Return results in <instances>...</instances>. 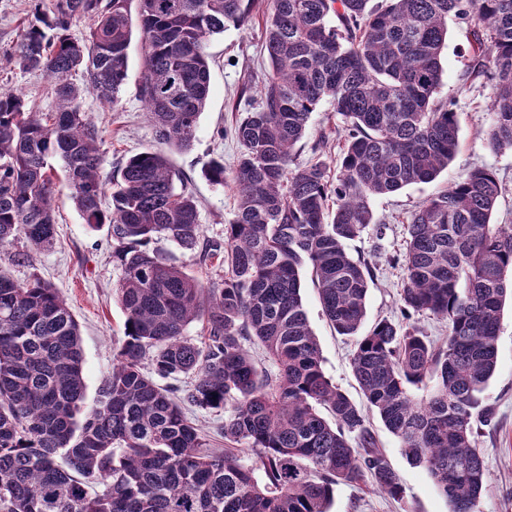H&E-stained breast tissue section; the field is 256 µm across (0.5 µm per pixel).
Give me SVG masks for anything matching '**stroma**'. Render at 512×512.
Listing matches in <instances>:
<instances>
[{"label": "stroma", "mask_w": 512, "mask_h": 512, "mask_svg": "<svg viewBox=\"0 0 512 512\" xmlns=\"http://www.w3.org/2000/svg\"><path fill=\"white\" fill-rule=\"evenodd\" d=\"M268 18L267 4L260 0L248 26L229 28L212 38L206 53L211 73V91L202 113L193 147L185 152L170 149L160 140L149 121L138 85L144 71L140 38L129 48L127 78L116 106L102 105L94 96H84L81 108L94 121L105 156L104 175L118 163L143 151L168 155L188 181L199 208L206 239L223 241L224 226L236 210V195L228 185H216L203 175L212 160L223 159L225 170H233L240 146L235 127L249 105L258 104L260 89L269 67L263 35ZM472 28L456 20L448 22V40L442 52L443 77L437 100L453 105L459 125V148L446 170L432 182L408 186L399 192L374 198V223L361 237L348 242L355 257L371 262L375 279L367 297L366 325L386 318L401 321L398 293L403 277L401 266L390 258L405 246L407 224L413 210L425 199L448 189L476 167L492 169L503 193L492 216L493 223L512 224V150L492 151L487 146L491 105L495 86L491 80L472 75L474 55ZM21 94L39 111L56 106L53 84L41 72L20 69L0 59V89ZM346 124L330 101H321L312 113L304 138L293 150V163L304 166L323 161L335 167ZM56 238L52 247L27 251L17 244L15 256L0 257V265L23 280L35 274L59 289L74 314L81 333L86 380V406H93L103 379L112 371L114 357L125 340V316L112 292L120 273L113 266L112 239L106 228L93 229L68 198L55 208ZM302 299L309 324L323 356L325 373L363 410H366L377 445L386 454L405 488L396 501L369 487H337L331 512H448V503L424 468L411 464L399 439L381 423L354 378L350 358L355 337L341 336L324 316L311 277L302 280ZM494 405L497 424L474 429L475 446L484 458L486 484L475 512H512V303H505L498 338L496 369L481 394Z\"/></svg>", "instance_id": "stroma-1"}]
</instances>
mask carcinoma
Wrapping results in <instances>:
<instances>
[{"label": "carcinoma", "mask_w": 512, "mask_h": 512, "mask_svg": "<svg viewBox=\"0 0 512 512\" xmlns=\"http://www.w3.org/2000/svg\"><path fill=\"white\" fill-rule=\"evenodd\" d=\"M138 4L144 51L139 97L162 140L188 150L210 95L206 43L247 26L254 0H56L0 57L45 73L57 106L36 112L0 91V253L23 238H55L52 161L91 228L108 226L126 340L95 407L77 320L60 291L0 268V512H330L336 487L371 484L403 497L367 418L322 368L304 310L310 269L324 314L358 336L351 366L368 403L424 467L450 512H474L485 464L473 425L496 423L481 393L497 363L512 297V225L493 224L495 173L473 169L410 215L399 306L407 324L381 320L360 334L368 262L346 243L374 223L370 201L428 183L458 147L457 115L435 101L448 18L474 24L475 76L496 89L487 133L512 149V0H270L264 34L270 72L257 106L235 128L231 174L205 177L237 196L224 242L202 239L198 206L159 152L127 158L106 182L98 129L80 109L89 93L119 102ZM90 21L82 42L72 25ZM79 72L83 83L70 82ZM346 120L336 178L321 161L291 167L292 150L324 100ZM217 259L201 282L158 244ZM448 323L440 343L408 320ZM200 321L207 337L185 336ZM253 338L274 368L258 367ZM435 380L421 399L411 387ZM187 380L184 387L159 380ZM224 411L219 433L239 444L208 447L185 406Z\"/></svg>", "instance_id": "cac0c4a2"}]
</instances>
